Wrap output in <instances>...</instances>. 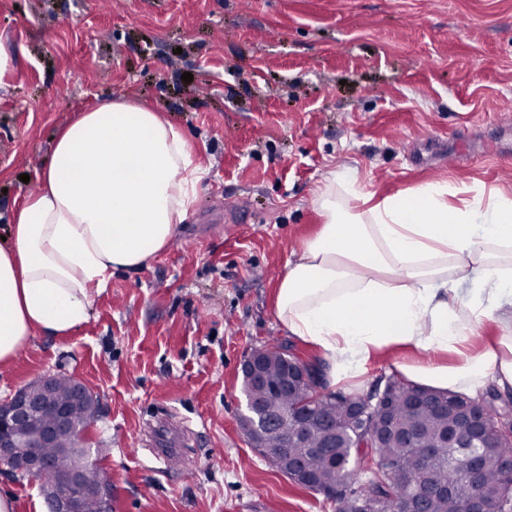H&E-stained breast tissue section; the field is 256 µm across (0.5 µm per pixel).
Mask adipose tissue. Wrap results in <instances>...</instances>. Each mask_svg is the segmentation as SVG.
Masks as SVG:
<instances>
[{"instance_id": "adipose-tissue-1", "label": "adipose tissue", "mask_w": 512, "mask_h": 512, "mask_svg": "<svg viewBox=\"0 0 512 512\" xmlns=\"http://www.w3.org/2000/svg\"><path fill=\"white\" fill-rule=\"evenodd\" d=\"M184 134L158 112L109 101L59 131L41 189L0 245V363L36 333L70 334L114 271H134L168 245L207 175ZM459 205H451V198ZM319 234L281 276L276 316L319 351L334 381L379 353L410 350V380L474 398L512 389V333L471 348L483 319L512 316V193L429 182L375 198L359 169L329 171ZM453 353L457 364L442 363Z\"/></svg>"}]
</instances>
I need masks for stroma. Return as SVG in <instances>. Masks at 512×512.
<instances>
[{"mask_svg":"<svg viewBox=\"0 0 512 512\" xmlns=\"http://www.w3.org/2000/svg\"><path fill=\"white\" fill-rule=\"evenodd\" d=\"M0 44V237L21 174L107 101L161 112L209 170L162 253L115 272L72 333L0 365V402L48 373L85 381L112 512H335L247 444L239 364L272 339L319 358L274 302L323 222L328 171L358 167L381 197L443 180L512 192V0H0ZM160 412L194 433L175 475L148 449ZM0 495L48 512L31 476L0 473Z\"/></svg>","mask_w":512,"mask_h":512,"instance_id":"35a3bbf8","label":"stroma"}]
</instances>
